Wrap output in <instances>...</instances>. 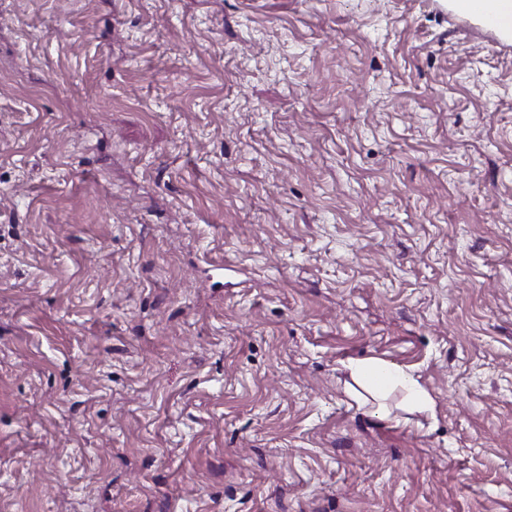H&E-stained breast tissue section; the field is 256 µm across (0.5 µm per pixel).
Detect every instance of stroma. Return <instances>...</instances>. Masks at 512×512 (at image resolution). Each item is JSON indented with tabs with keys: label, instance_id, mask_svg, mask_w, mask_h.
Returning a JSON list of instances; mask_svg holds the SVG:
<instances>
[{
	"label": "stroma",
	"instance_id": "obj_1",
	"mask_svg": "<svg viewBox=\"0 0 512 512\" xmlns=\"http://www.w3.org/2000/svg\"><path fill=\"white\" fill-rule=\"evenodd\" d=\"M0 512H512V40L0 0ZM349 369L351 376L374 399L390 385H401L407 390L408 397L416 409L427 411L432 408L429 394L415 379L393 369L384 362L357 361L351 363Z\"/></svg>",
	"mask_w": 512,
	"mask_h": 512
}]
</instances>
